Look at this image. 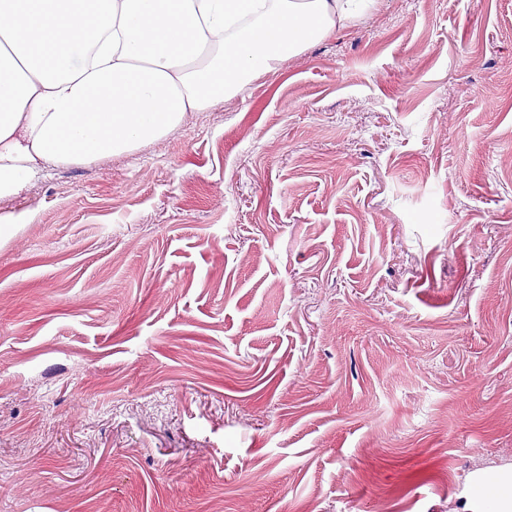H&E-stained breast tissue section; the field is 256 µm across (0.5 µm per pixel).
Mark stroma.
I'll list each match as a JSON object with an SVG mask.
<instances>
[{"instance_id":"obj_1","label":"stroma","mask_w":512,"mask_h":512,"mask_svg":"<svg viewBox=\"0 0 512 512\" xmlns=\"http://www.w3.org/2000/svg\"><path fill=\"white\" fill-rule=\"evenodd\" d=\"M0 209V512H465L512 471V0H376Z\"/></svg>"}]
</instances>
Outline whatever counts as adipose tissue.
Masks as SVG:
<instances>
[{"mask_svg":"<svg viewBox=\"0 0 512 512\" xmlns=\"http://www.w3.org/2000/svg\"><path fill=\"white\" fill-rule=\"evenodd\" d=\"M373 2L0 0V200L164 138ZM466 510L512 512V472Z\"/></svg>","mask_w":512,"mask_h":512,"instance_id":"1","label":"adipose tissue"}]
</instances>
